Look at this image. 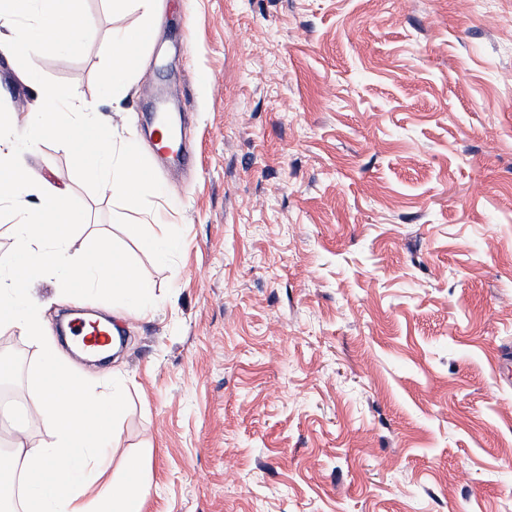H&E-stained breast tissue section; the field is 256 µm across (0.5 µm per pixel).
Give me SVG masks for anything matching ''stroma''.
Returning <instances> with one entry per match:
<instances>
[{
  "mask_svg": "<svg viewBox=\"0 0 512 512\" xmlns=\"http://www.w3.org/2000/svg\"><path fill=\"white\" fill-rule=\"evenodd\" d=\"M86 8L85 53L42 74L148 157L167 90L196 151L147 210L92 193L57 144L21 157L86 214L71 253L116 245L155 300L85 295L121 331L116 360L58 346L122 389L109 477L138 462L144 512H512V0H158L120 112L102 75L139 14ZM36 109L0 51V112L23 131ZM31 286L55 336L73 303L59 279ZM41 355L0 333V396L27 414L0 447L50 437L27 383ZM128 236L142 242L146 247L151 249L159 258L165 259L172 246L164 233L155 234L145 239L142 237L139 225H130L127 229Z\"/></svg>",
  "mask_w": 512,
  "mask_h": 512,
  "instance_id": "35a3bbf8",
  "label": "stroma"
}]
</instances>
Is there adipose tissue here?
<instances>
[{"label":"adipose tissue","mask_w":512,"mask_h":512,"mask_svg":"<svg viewBox=\"0 0 512 512\" xmlns=\"http://www.w3.org/2000/svg\"><path fill=\"white\" fill-rule=\"evenodd\" d=\"M134 29L113 37L112 62L103 76L106 96L121 104L128 96L136 57L131 48ZM39 202L28 206L27 195ZM15 209L17 251L0 256V332L39 339L38 308L21 306L31 280L62 274L66 294L81 292L115 296L129 307L144 311L145 291L135 269L127 268L119 250L109 259L81 258L69 251L68 228L83 223V215L68 204L65 189L34 185L15 161L11 143L0 140V209ZM126 267L116 277L115 267ZM42 401V418L52 428L50 440L30 444L13 442L12 460L20 477L23 512H142L147 484L137 464H129L124 479L111 491L98 487L111 459L112 420L122 405L119 390L100 391L89 378L75 377L52 345H45L43 360L28 378Z\"/></svg>","instance_id":"obj_1"}]
</instances>
